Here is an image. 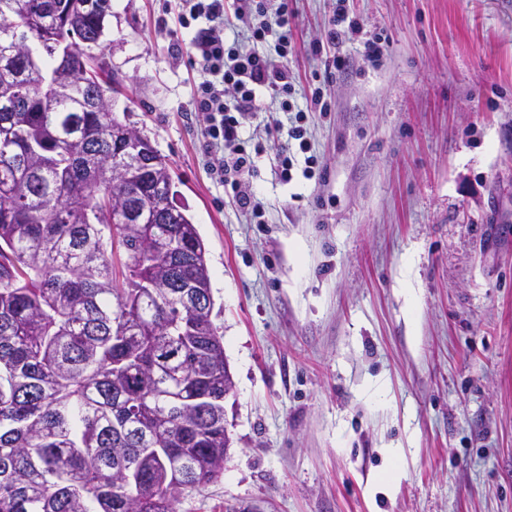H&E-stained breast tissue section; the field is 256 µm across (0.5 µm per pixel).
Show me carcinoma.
Segmentation results:
<instances>
[{"instance_id":"obj_1","label":"carcinoma","mask_w":512,"mask_h":512,"mask_svg":"<svg viewBox=\"0 0 512 512\" xmlns=\"http://www.w3.org/2000/svg\"><path fill=\"white\" fill-rule=\"evenodd\" d=\"M25 2L31 33L0 28V512H176L232 445L205 247L162 214L166 160L87 107L112 0Z\"/></svg>"}]
</instances>
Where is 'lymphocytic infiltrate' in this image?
I'll use <instances>...</instances> for the list:
<instances>
[{
    "label": "lymphocytic infiltrate",
    "instance_id": "f902f5d3",
    "mask_svg": "<svg viewBox=\"0 0 512 512\" xmlns=\"http://www.w3.org/2000/svg\"><path fill=\"white\" fill-rule=\"evenodd\" d=\"M183 2V27L199 19L205 22L204 27L195 28L191 59L201 77L194 104L207 121L204 146L208 166L221 182L230 183L239 208L261 216L263 206L247 180L252 163L239 137L240 118L258 111L257 91L263 86L279 96L282 108H290L294 88L285 63L293 13L288 0H235V15L248 23L252 41L274 36L276 54L271 57L237 43L226 44L224 0Z\"/></svg>",
    "mask_w": 512,
    "mask_h": 512
}]
</instances>
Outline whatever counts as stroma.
I'll return each instance as SVG.
<instances>
[{"label": "stroma", "mask_w": 512, "mask_h": 512, "mask_svg": "<svg viewBox=\"0 0 512 512\" xmlns=\"http://www.w3.org/2000/svg\"><path fill=\"white\" fill-rule=\"evenodd\" d=\"M291 8L294 103L321 84L331 110L305 154L269 136L291 122L260 88L240 127L260 223L207 169L180 0L105 20L116 116L205 244L235 383L224 473L177 512H512V0H350L338 45L333 0Z\"/></svg>", "instance_id": "35a3bbf8"}]
</instances>
